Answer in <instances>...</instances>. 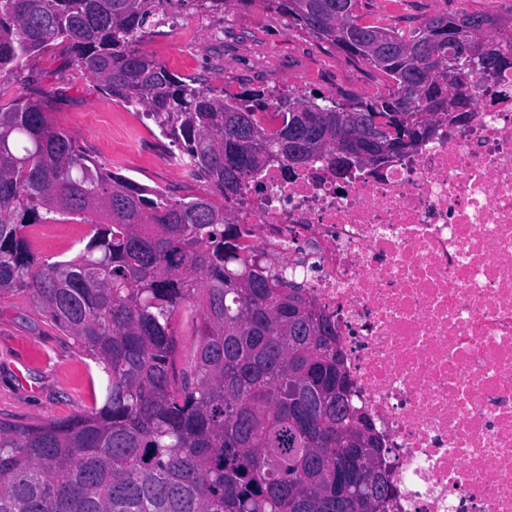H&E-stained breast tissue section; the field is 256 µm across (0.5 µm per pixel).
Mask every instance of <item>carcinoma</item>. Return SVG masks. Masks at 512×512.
<instances>
[{"label": "carcinoma", "mask_w": 512, "mask_h": 512, "mask_svg": "<svg viewBox=\"0 0 512 512\" xmlns=\"http://www.w3.org/2000/svg\"><path fill=\"white\" fill-rule=\"evenodd\" d=\"M168 0H0V78L56 41L110 95L145 107L184 168L232 200L269 164L336 151L342 170L413 153L468 116L476 75L512 68V22L459 9L405 31L362 22L361 0H267L313 38L364 61L386 91L348 112L302 92L218 98L134 47ZM489 64L464 66L479 35ZM400 129L387 145L374 116ZM431 114L421 124L415 117ZM99 215L70 260L34 252L39 212ZM24 295L103 376L90 411L31 424L0 419V512H336V496L389 506L384 452L351 401L336 327L315 299L243 239L209 197L172 202L108 173L41 102L0 109V297ZM194 323L187 346L177 329ZM369 427L363 436L355 421Z\"/></svg>", "instance_id": "cac0c4a2"}]
</instances>
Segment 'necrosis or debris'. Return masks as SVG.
Returning <instances> with one entry per match:
<instances>
[{
    "label": "necrosis or debris",
    "mask_w": 512,
    "mask_h": 512,
    "mask_svg": "<svg viewBox=\"0 0 512 512\" xmlns=\"http://www.w3.org/2000/svg\"><path fill=\"white\" fill-rule=\"evenodd\" d=\"M466 92L471 120L413 155L280 163L227 204L249 242L316 261L390 512H512V68Z\"/></svg>",
    "instance_id": "obj_1"
}]
</instances>
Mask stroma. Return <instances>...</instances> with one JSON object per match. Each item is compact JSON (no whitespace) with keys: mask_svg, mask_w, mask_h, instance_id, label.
I'll use <instances>...</instances> for the list:
<instances>
[{"mask_svg":"<svg viewBox=\"0 0 512 512\" xmlns=\"http://www.w3.org/2000/svg\"><path fill=\"white\" fill-rule=\"evenodd\" d=\"M512 14V0H363L366 12L385 23L416 27L438 11ZM165 24L138 34L135 46L165 64L180 80L196 81L211 94L248 89L277 98L291 88L327 98H370L385 80L373 68L318 42L272 10L267 0H172ZM66 44L50 46L21 76L0 79V109L40 99L55 125L65 129L93 160L172 199L213 194L204 180H187L168 167L173 138L147 119L142 107L113 98L101 82L72 65ZM88 223L43 219L31 228L36 250L51 260L74 257L87 241ZM96 365L61 336L24 296L0 298V418L18 422L84 413L100 393Z\"/></svg>","mask_w":512,"mask_h":512,"instance_id":"stroma-1","label":"stroma"}]
</instances>
